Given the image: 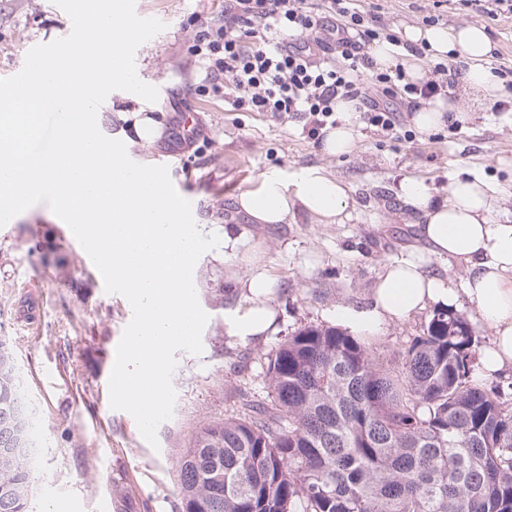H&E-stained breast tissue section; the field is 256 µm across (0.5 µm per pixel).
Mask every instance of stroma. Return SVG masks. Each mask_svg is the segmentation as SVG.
<instances>
[{"label":"stroma","instance_id":"stroma-1","mask_svg":"<svg viewBox=\"0 0 512 512\" xmlns=\"http://www.w3.org/2000/svg\"><path fill=\"white\" fill-rule=\"evenodd\" d=\"M374 3L397 35L430 17L444 28L484 26L495 45L491 66L512 70L510 13H489L475 0ZM221 8V0H135L140 17L165 25L135 55L140 80L159 90L153 116L162 134L150 144L135 142L128 153L136 163L168 167L203 233L232 227L261 256L275 280L276 328L248 342L232 336L229 318L245 305L234 279L251 267L225 259L220 247L204 253L195 271L198 300L209 316L203 350L177 352L174 413L158 428V447H151L132 415L109 403V356L132 318L129 301L105 291L47 206L35 205L0 227V342L13 354L34 423L32 512L71 502L79 512H98L106 492L115 495L120 512H179L180 460L194 432L238 414L244 395L263 396L271 349L304 326L335 325L337 306L367 301L385 265L425 252L419 216L399 197L403 179L423 180L443 197L455 175L482 176L499 188L497 218L512 220V111L457 86L448 97L460 108L458 118L427 133L415 128L403 104L390 135L361 113L340 112L336 121L353 125L355 147L349 155L328 156L301 119H276L196 93L191 20L219 16ZM69 23L52 0H0V79L18 73L32 47L67 36ZM189 107L200 125L191 146L168 135ZM303 167L320 168L348 186L352 201L343 223L300 213L288 224H254L238 212V196L256 189L264 173L287 179ZM45 267L55 269V280H42ZM28 289L39 301L31 318L22 297ZM431 315L427 309L369 335L376 360L396 366Z\"/></svg>","mask_w":512,"mask_h":512}]
</instances>
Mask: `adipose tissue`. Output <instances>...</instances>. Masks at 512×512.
Segmentation results:
<instances>
[{
    "label": "adipose tissue",
    "mask_w": 512,
    "mask_h": 512,
    "mask_svg": "<svg viewBox=\"0 0 512 512\" xmlns=\"http://www.w3.org/2000/svg\"><path fill=\"white\" fill-rule=\"evenodd\" d=\"M403 35L408 44L428 45L435 55H461L467 63L464 83L483 90L486 99L497 97L499 85L486 67L493 44L483 27L410 26ZM399 190L422 218L419 231L430 253L467 265L464 286L455 288L449 280L427 272L424 258L413 254L384 267L365 304L338 306L337 324L368 335L385 322L429 306L456 309L466 302L492 331L490 345L480 353L479 373L512 370V222L494 217L498 189L482 177L466 175L455 177L442 198L434 197L415 178L404 179ZM349 200L344 183L309 167L288 181L276 173L265 174L259 187L243 192L237 203L256 224H283L300 211L326 224H340L348 216ZM235 284L246 306L231 319L234 336L248 341L267 335L276 322L270 303L272 279L256 267Z\"/></svg>",
    "instance_id": "1"
}]
</instances>
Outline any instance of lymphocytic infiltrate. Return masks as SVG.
<instances>
[{
	"mask_svg": "<svg viewBox=\"0 0 512 512\" xmlns=\"http://www.w3.org/2000/svg\"><path fill=\"white\" fill-rule=\"evenodd\" d=\"M195 23L198 92L231 93L235 107L252 112L304 117L314 138L334 117L337 100H359L367 123L390 132L398 124L392 100H430L462 75L442 61L421 84L402 67L376 69L365 43L396 37L356 0H224L220 17Z\"/></svg>",
	"mask_w": 512,
	"mask_h": 512,
	"instance_id": "f902f5d3",
	"label": "lymphocytic infiltrate"
}]
</instances>
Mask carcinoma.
<instances>
[{"instance_id": "obj_1", "label": "carcinoma", "mask_w": 512, "mask_h": 512, "mask_svg": "<svg viewBox=\"0 0 512 512\" xmlns=\"http://www.w3.org/2000/svg\"><path fill=\"white\" fill-rule=\"evenodd\" d=\"M469 321L433 312L401 363L334 326L268 354L267 399L199 428L180 462V512H512V412L476 379ZM27 409L0 343L3 415ZM25 448L0 444V512H29Z\"/></svg>"}]
</instances>
